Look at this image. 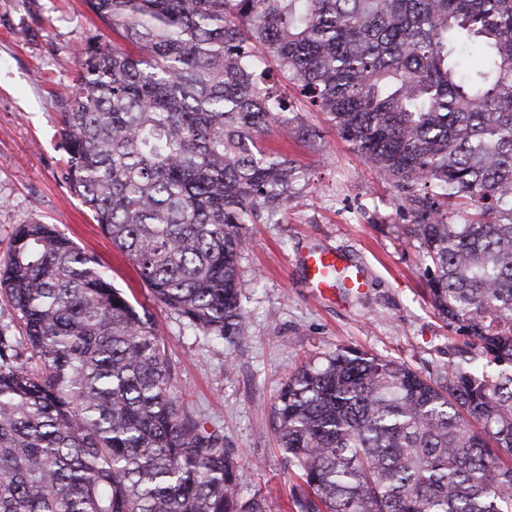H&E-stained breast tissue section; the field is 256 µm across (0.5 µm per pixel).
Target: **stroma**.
<instances>
[{
  "label": "stroma",
  "mask_w": 512,
  "mask_h": 512,
  "mask_svg": "<svg viewBox=\"0 0 512 512\" xmlns=\"http://www.w3.org/2000/svg\"><path fill=\"white\" fill-rule=\"evenodd\" d=\"M97 26L83 0H0V260L14 227L32 221L57 225L94 254L130 303L152 315L176 366L177 393L223 434L246 472L244 493L270 495V512H298L293 499L301 482L271 414L288 375L348 347L432 376L456 358L461 339L428 301L392 183L284 78L279 84L294 117L288 155L302 178L288 209L244 227L252 244L239 260L240 334L217 342L156 306L133 263L61 182L62 93ZM318 248L362 267L366 288H344L329 299L308 288L301 259ZM228 363L235 367L230 378Z\"/></svg>",
  "instance_id": "stroma-1"
}]
</instances>
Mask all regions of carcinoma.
<instances>
[{"label":"carcinoma","mask_w":512,"mask_h":512,"mask_svg":"<svg viewBox=\"0 0 512 512\" xmlns=\"http://www.w3.org/2000/svg\"><path fill=\"white\" fill-rule=\"evenodd\" d=\"M61 178L154 303L216 341L244 320L243 225L299 168L277 71L397 189L438 317L433 378L345 348L281 386L298 512H512V0H84ZM0 512H268L175 391L152 317L54 224L0 263Z\"/></svg>","instance_id":"1"}]
</instances>
